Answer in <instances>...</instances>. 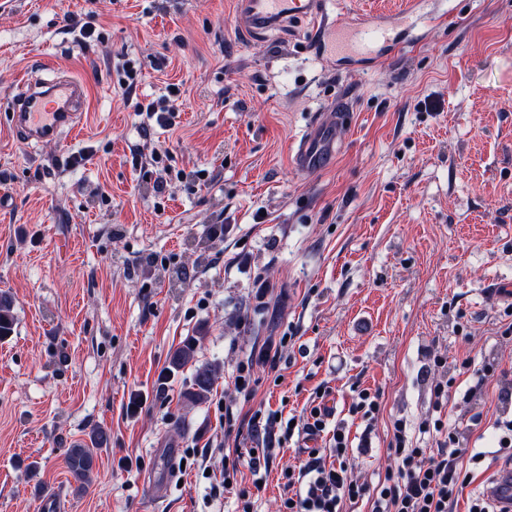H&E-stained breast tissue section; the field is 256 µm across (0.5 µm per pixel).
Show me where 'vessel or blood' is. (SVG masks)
Segmentation results:
<instances>
[{
	"mask_svg": "<svg viewBox=\"0 0 512 512\" xmlns=\"http://www.w3.org/2000/svg\"><path fill=\"white\" fill-rule=\"evenodd\" d=\"M299 16L312 18L311 48L319 54L371 56L397 44L390 26L372 18L351 29L336 25L329 18L325 0H238L239 26L245 33L276 31ZM83 98V85L70 75L49 81L26 79L11 101L12 127L17 135L33 143L60 139L80 123ZM345 110L344 102H336L307 127L294 149L292 163L296 169L320 168L333 157ZM485 494L503 512H512L511 465L499 470Z\"/></svg>",
	"mask_w": 512,
	"mask_h": 512,
	"instance_id": "1",
	"label": "vessel or blood"
}]
</instances>
